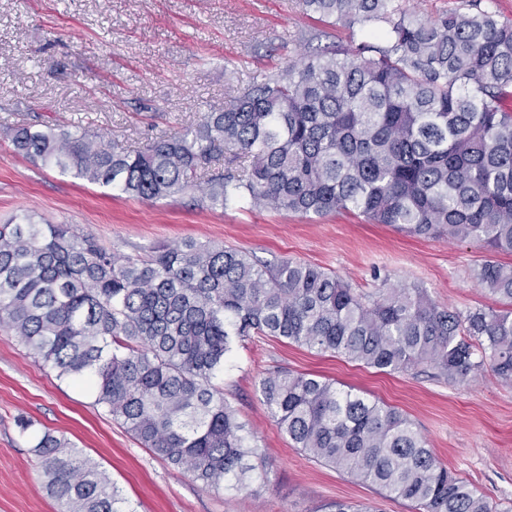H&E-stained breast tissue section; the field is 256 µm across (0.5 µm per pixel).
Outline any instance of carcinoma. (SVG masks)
Instances as JSON below:
<instances>
[{"mask_svg":"<svg viewBox=\"0 0 512 512\" xmlns=\"http://www.w3.org/2000/svg\"><path fill=\"white\" fill-rule=\"evenodd\" d=\"M301 3L365 40L304 50L143 148L52 124L9 128L14 150L144 201L197 189L211 208L352 211L512 254V24L482 8L425 19L402 0ZM476 277L509 307L461 313L417 285L366 297L311 264L194 240L132 258L62 224L0 225V326L59 377L88 385L153 454L236 491L265 455L213 383L232 338L279 337L386 373L430 367L450 383L489 369L512 386V265L488 261ZM260 392L311 461L413 512H497L396 408L285 369ZM32 452L61 512H125L111 479L66 439L46 431Z\"/></svg>","mask_w":512,"mask_h":512,"instance_id":"1","label":"carcinoma"}]
</instances>
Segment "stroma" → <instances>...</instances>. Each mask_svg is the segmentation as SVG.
Segmentation results:
<instances>
[{
    "mask_svg": "<svg viewBox=\"0 0 512 512\" xmlns=\"http://www.w3.org/2000/svg\"><path fill=\"white\" fill-rule=\"evenodd\" d=\"M405 2L429 17L475 3L512 21V0ZM311 36L330 48L360 41L306 15L300 0H0V224H64L132 257L192 238L267 263L315 264L361 294L417 284L445 308H501L475 274L494 259L512 263V254L412 236L352 212L212 209L196 190L143 201L19 156L6 136L21 124L74 125L140 147L223 108L234 89L275 73ZM276 369L320 375L396 407L443 464L504 512L512 508V386L491 372L458 385L429 368L384 374L272 336L235 342L218 383L266 452L253 495L207 487L155 456L89 388L58 377L0 327V512H60L31 451L32 436L46 431L97 463L129 512H324L336 500L410 512L408 502L311 461L280 430L259 385Z\"/></svg>",
    "mask_w": 512,
    "mask_h": 512,
    "instance_id": "35a3bbf8",
    "label": "stroma"
}]
</instances>
